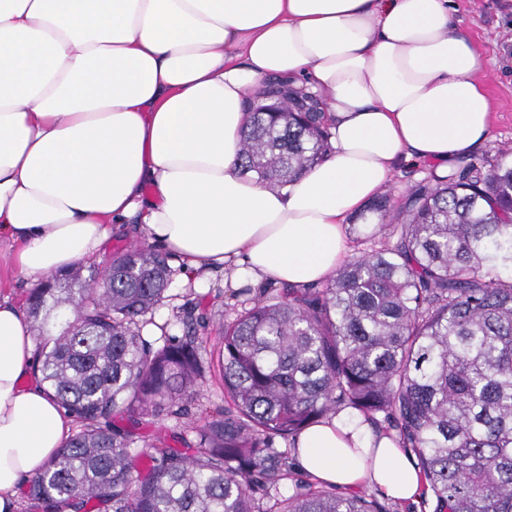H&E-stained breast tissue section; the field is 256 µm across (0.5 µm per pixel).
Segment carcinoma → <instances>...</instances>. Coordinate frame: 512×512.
Returning <instances> with one entry per match:
<instances>
[{
    "instance_id": "obj_1",
    "label": "carcinoma",
    "mask_w": 512,
    "mask_h": 512,
    "mask_svg": "<svg viewBox=\"0 0 512 512\" xmlns=\"http://www.w3.org/2000/svg\"><path fill=\"white\" fill-rule=\"evenodd\" d=\"M272 100L286 111L268 112ZM320 100L270 83L250 103L241 165L281 187L329 151ZM386 196L368 210L381 237L323 288H266L224 322L219 362L228 407L191 420L210 372L203 317L180 308L155 320L177 270L131 246L88 279L77 267L27 298L41 338V382L81 423L28 479L23 512H388L375 498L293 480L292 440L330 413L383 415L418 456L421 506L432 512H512V158L469 162L421 182L405 209ZM44 311L70 318L44 337ZM163 417L198 448L138 449L109 425Z\"/></svg>"
}]
</instances>
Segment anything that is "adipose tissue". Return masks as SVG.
Segmentation results:
<instances>
[{
  "label": "adipose tissue",
  "mask_w": 512,
  "mask_h": 512,
  "mask_svg": "<svg viewBox=\"0 0 512 512\" xmlns=\"http://www.w3.org/2000/svg\"><path fill=\"white\" fill-rule=\"evenodd\" d=\"M452 0H0V244L39 281L137 220L186 280L309 288L350 260L349 219L416 158L446 174L490 132L481 59ZM320 95L328 155L269 188L239 161L266 82ZM26 313L0 297V512L73 420L34 378ZM300 467L394 501L419 488L394 438L344 409Z\"/></svg>",
  "instance_id": "1"
}]
</instances>
